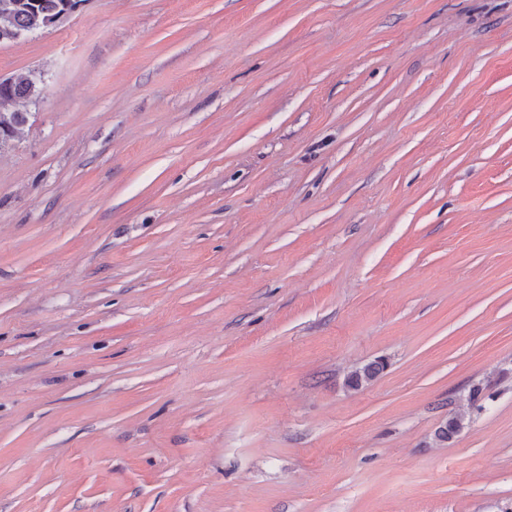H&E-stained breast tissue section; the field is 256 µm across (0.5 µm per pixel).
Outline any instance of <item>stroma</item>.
Returning <instances> with one entry per match:
<instances>
[{"mask_svg": "<svg viewBox=\"0 0 512 512\" xmlns=\"http://www.w3.org/2000/svg\"><path fill=\"white\" fill-rule=\"evenodd\" d=\"M21 71L0 512H512V0H86ZM10 83L2 88L0 86V105L3 101L28 100L38 97L42 92L41 79L36 78L33 72H19L9 77ZM386 367L387 362L384 359L375 360L352 371L347 376L345 384L349 388L357 389L374 380Z\"/></svg>", "mask_w": 512, "mask_h": 512, "instance_id": "stroma-1", "label": "stroma"}]
</instances>
